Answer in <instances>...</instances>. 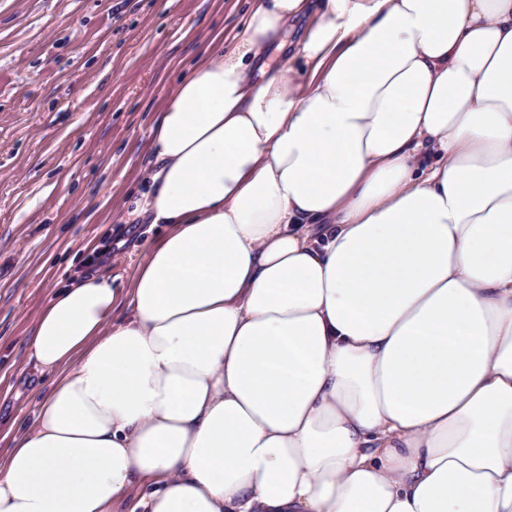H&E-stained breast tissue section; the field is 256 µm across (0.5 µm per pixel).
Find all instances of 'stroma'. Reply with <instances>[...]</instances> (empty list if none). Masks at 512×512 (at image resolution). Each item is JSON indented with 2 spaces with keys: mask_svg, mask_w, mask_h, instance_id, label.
<instances>
[{
  "mask_svg": "<svg viewBox=\"0 0 512 512\" xmlns=\"http://www.w3.org/2000/svg\"><path fill=\"white\" fill-rule=\"evenodd\" d=\"M249 0H0V452L52 381L28 359L69 275L126 287L159 233L126 224L148 136L204 44Z\"/></svg>",
  "mask_w": 512,
  "mask_h": 512,
  "instance_id": "1",
  "label": "stroma"
}]
</instances>
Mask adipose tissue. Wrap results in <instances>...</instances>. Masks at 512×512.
I'll use <instances>...</instances> for the list:
<instances>
[{
  "mask_svg": "<svg viewBox=\"0 0 512 512\" xmlns=\"http://www.w3.org/2000/svg\"><path fill=\"white\" fill-rule=\"evenodd\" d=\"M149 151L0 512H512V0H252Z\"/></svg>",
  "mask_w": 512,
  "mask_h": 512,
  "instance_id": "obj_1",
  "label": "adipose tissue"
}]
</instances>
